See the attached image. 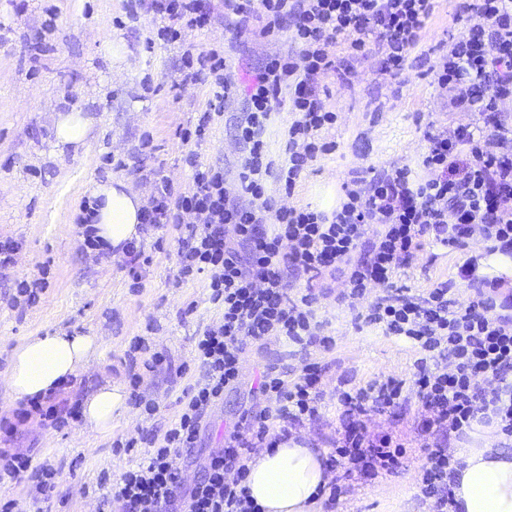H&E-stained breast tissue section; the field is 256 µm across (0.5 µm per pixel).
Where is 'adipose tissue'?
I'll list each match as a JSON object with an SVG mask.
<instances>
[{
    "label": "adipose tissue",
    "mask_w": 512,
    "mask_h": 512,
    "mask_svg": "<svg viewBox=\"0 0 512 512\" xmlns=\"http://www.w3.org/2000/svg\"><path fill=\"white\" fill-rule=\"evenodd\" d=\"M94 124L79 110L58 113L54 146L58 152L84 147ZM98 201L93 225L113 252H124L142 234L144 197L123 178L94 189ZM99 349L96 336L75 331L56 332L25 340L14 349L9 387L12 399H32L53 393L77 376ZM120 386L105 382L83 403L82 430L90 436L110 433L113 420L126 408ZM324 452L295 441L263 450L249 464L245 485L260 512H318L320 492L330 477ZM458 484L455 501L462 512H512V450L461 448L457 451Z\"/></svg>",
    "instance_id": "ef3b65f1"
}]
</instances>
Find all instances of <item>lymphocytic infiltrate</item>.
I'll return each mask as SVG.
<instances>
[{"instance_id": "1", "label": "lymphocytic infiltrate", "mask_w": 512, "mask_h": 512, "mask_svg": "<svg viewBox=\"0 0 512 512\" xmlns=\"http://www.w3.org/2000/svg\"><path fill=\"white\" fill-rule=\"evenodd\" d=\"M433 2L224 0L235 37H243L250 16L259 14L266 34L288 31L299 48L298 55L269 58L244 83L220 52L184 51V80L210 82L213 97L195 128L184 129L183 140L204 138L225 102L245 95L235 127L244 150L238 185L227 192L223 167L195 165L190 191L174 192L167 179L159 180L142 222L185 227L178 238L180 276L206 275L209 299L222 319L194 340L201 373L184 389L177 420L143 442L147 448L136 467L100 480L104 505L115 512H257L245 486L248 461L318 415L317 363L304 361L293 378L287 366L264 364L256 387L264 405L250 406L229 424L200 478L185 483L181 465L225 391L239 384L249 347L280 339L304 350L332 346L314 309L331 291L328 276L345 283L338 301L368 299L365 322L409 341L419 353L415 425L426 458L420 492L431 512H449L453 502L449 438L466 437L478 423L512 438V294L502 292L500 280L476 275L469 261L459 268L470 288L464 300L451 280L419 293L392 285L429 249L454 251L479 240L490 252L512 255V137L498 117L499 102L512 98V0H464V11L477 21L433 69L450 106L471 113L470 123L428 124L426 150L415 165L354 177L331 212L280 205L266 193L272 177L293 194L310 163L336 148L325 134L338 115L325 109L315 86L329 73L350 79L351 66L341 64L333 46L344 43L355 54L373 48L385 72L400 74ZM151 6L163 20L157 35L166 42L210 22L201 0H152ZM285 108L293 116L288 159L276 166L267 158L264 134ZM294 282L302 291L292 292ZM377 286L383 294L370 296ZM402 392V381L389 377L340 394L336 444L325 461L332 475L327 504L350 493L352 477L374 479L399 467L404 443L390 432H370L364 418L396 407Z\"/></svg>"}]
</instances>
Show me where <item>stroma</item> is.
<instances>
[{
	"mask_svg": "<svg viewBox=\"0 0 512 512\" xmlns=\"http://www.w3.org/2000/svg\"><path fill=\"white\" fill-rule=\"evenodd\" d=\"M461 3L437 0L403 74L385 73L380 58L368 54L352 60L350 85H341L333 74L319 77L321 99L338 115L327 133L337 149L312 162L292 196L268 181L271 196L292 206L332 211L350 177L414 163L425 150L428 123L471 121L470 113L449 109L432 74L471 25ZM209 6L207 27L186 31L183 43L167 44L158 40L159 21L145 0H0V239L20 246L15 267L0 275V419L15 425L12 435L0 432V450L28 454L34 466L59 472L55 492L42 502L33 482L0 483V498L17 500L21 512H98L100 478L135 467L143 455L139 448L115 453L114 441L175 421L182 391L198 375L191 365L193 339L222 317L209 300L205 276L180 279L175 227L146 231L141 244L152 262L143 266L136 284L123 267L125 255L106 258L84 248L83 228L76 222L80 204L92 196L95 184L115 177L128 179L148 199L160 175L175 192H186L193 187L191 164L196 161L223 166L227 184H234L241 149L232 128L244 102L228 100L205 140L184 143L182 130L205 111L212 88L206 82L182 83L181 54L189 46L224 52L231 71L244 82L250 70L269 57L288 54L292 44L287 33L264 34L265 21L259 16L250 19L244 41L236 42L225 26L224 0H209ZM51 8L56 18H49ZM112 35L126 45V60L117 74L108 48ZM73 107L91 113L96 124L84 150L60 154L54 148V115ZM480 247L473 241L433 265L417 263L399 272L393 285L417 292L456 279L459 266ZM23 278L43 279L45 291L39 303L20 312L9 306L7 291ZM364 310V302L350 309L330 296L316 305L324 333L335 344L311 351L323 366L322 404L318 417L297 431L310 447L330 450L342 391L388 376L403 380L407 401L394 413L368 416L366 424L375 433L414 435L418 353L359 320ZM72 330L98 336L100 352L62 390V397L81 402L107 380L128 386L127 353L132 338L141 336L168 361L142 374L140 391L159 402V413L150 418L130 408L113 422L110 433L98 437L81 434L76 418L61 427L36 414L17 422L23 405L11 402L8 386L13 350L28 337ZM287 356V347L275 341L249 350L240 387L225 393L201 434L200 456L222 447L229 423L255 404L249 389L261 365ZM184 364L190 367L188 374L176 376V367ZM423 461L422 450L411 447L394 473L354 480L352 492L340 502L341 512H428L419 489Z\"/></svg>",
	"mask_w": 512,
	"mask_h": 512,
	"instance_id": "35a3bbf8",
	"label": "stroma"
}]
</instances>
